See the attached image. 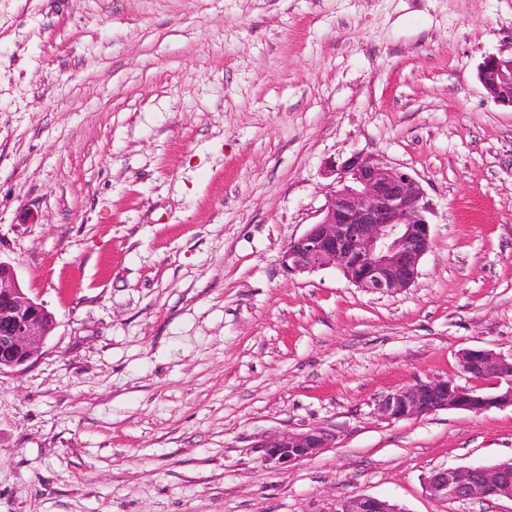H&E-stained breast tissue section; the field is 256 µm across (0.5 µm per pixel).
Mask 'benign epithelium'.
<instances>
[{"instance_id": "obj_1", "label": "benign epithelium", "mask_w": 512, "mask_h": 512, "mask_svg": "<svg viewBox=\"0 0 512 512\" xmlns=\"http://www.w3.org/2000/svg\"><path fill=\"white\" fill-rule=\"evenodd\" d=\"M486 96L512 109V56L489 55L478 69ZM331 178L319 219L281 253L291 274L333 267L366 293L391 295L410 287L419 263L432 243V203L421 180L383 159L354 153L331 163ZM56 327L54 314L22 288L15 268L0 260V373L18 372L35 361ZM461 372L489 380L493 391L482 393L452 379L416 381L385 394L374 412L388 420L418 418L440 410L483 413L512 407V353L467 348L459 355ZM326 429L288 428L262 434L254 447L263 465L284 468L333 447ZM430 494L454 503L508 498L512 500V460L495 466H466L435 471ZM333 512H403L397 505L359 495L340 502Z\"/></svg>"}]
</instances>
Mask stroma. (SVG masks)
Wrapping results in <instances>:
<instances>
[{
	"label": "stroma",
	"instance_id": "stroma-1",
	"mask_svg": "<svg viewBox=\"0 0 512 512\" xmlns=\"http://www.w3.org/2000/svg\"><path fill=\"white\" fill-rule=\"evenodd\" d=\"M512 0H0V260L56 327L0 374V512H512L432 498L512 458V407L375 401L512 352ZM362 152L434 207L415 283L280 255ZM322 427L284 469L257 435ZM478 81L486 96L512 110V55H489L478 69ZM334 512H405L387 500L359 495L340 502Z\"/></svg>",
	"mask_w": 512,
	"mask_h": 512
}]
</instances>
